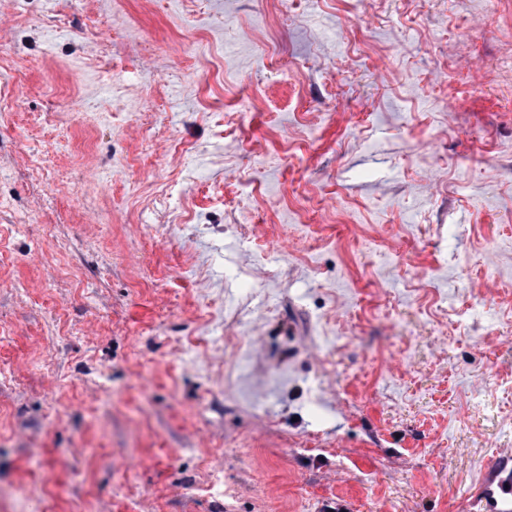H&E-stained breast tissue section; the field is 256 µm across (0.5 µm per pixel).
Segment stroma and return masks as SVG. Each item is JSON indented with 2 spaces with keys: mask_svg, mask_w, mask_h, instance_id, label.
Segmentation results:
<instances>
[{
  "mask_svg": "<svg viewBox=\"0 0 512 512\" xmlns=\"http://www.w3.org/2000/svg\"><path fill=\"white\" fill-rule=\"evenodd\" d=\"M512 448V0H0V512H465Z\"/></svg>",
  "mask_w": 512,
  "mask_h": 512,
  "instance_id": "1",
  "label": "stroma"
}]
</instances>
